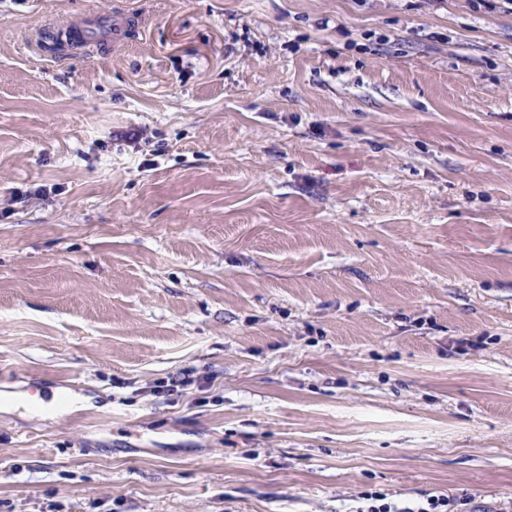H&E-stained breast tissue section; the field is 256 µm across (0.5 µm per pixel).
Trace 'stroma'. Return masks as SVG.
I'll return each mask as SVG.
<instances>
[{
  "mask_svg": "<svg viewBox=\"0 0 512 512\" xmlns=\"http://www.w3.org/2000/svg\"><path fill=\"white\" fill-rule=\"evenodd\" d=\"M0 391V512H512V0H0ZM130 21L125 14L90 13L73 25L80 33L93 41L112 39V49L121 48L127 40ZM367 501H371L367 507V510H357L358 512H451L448 510V506L451 505V501L448 496L432 497L426 501V504L419 505L415 508L402 507L399 508L392 502H384L386 498L379 495H370Z\"/></svg>",
  "mask_w": 512,
  "mask_h": 512,
  "instance_id": "obj_1",
  "label": "stroma"
}]
</instances>
